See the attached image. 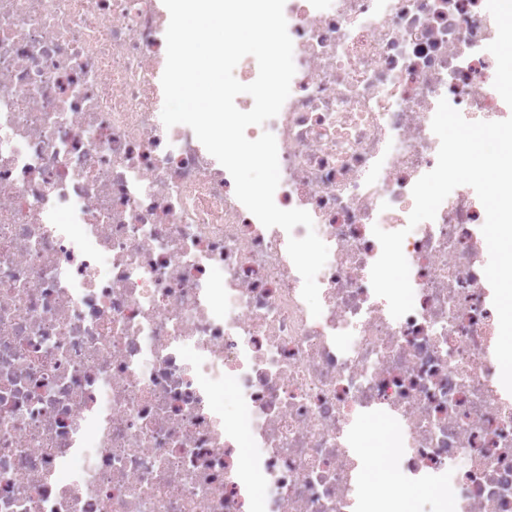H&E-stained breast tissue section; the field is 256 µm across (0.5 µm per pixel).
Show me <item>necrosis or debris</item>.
Instances as JSON below:
<instances>
[{
  "mask_svg": "<svg viewBox=\"0 0 512 512\" xmlns=\"http://www.w3.org/2000/svg\"><path fill=\"white\" fill-rule=\"evenodd\" d=\"M284 14L290 95L246 136H275L274 201L329 248L317 317L287 252L305 227H264L162 122L163 0H0V512H399L416 485L434 512H512L485 209L460 186L408 225L439 100L512 117V55L492 48L512 0ZM376 226L407 232L398 319L371 286ZM370 414L398 484L361 477Z\"/></svg>",
  "mask_w": 512,
  "mask_h": 512,
  "instance_id": "1",
  "label": "necrosis or debris"
}]
</instances>
